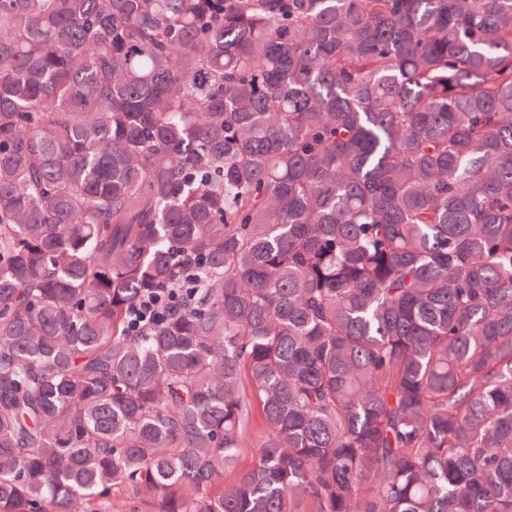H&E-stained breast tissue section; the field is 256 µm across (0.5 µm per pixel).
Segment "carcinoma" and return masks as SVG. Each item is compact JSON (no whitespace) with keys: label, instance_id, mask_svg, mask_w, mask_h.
<instances>
[{"label":"carcinoma","instance_id":"cac0c4a2","mask_svg":"<svg viewBox=\"0 0 512 512\" xmlns=\"http://www.w3.org/2000/svg\"><path fill=\"white\" fill-rule=\"evenodd\" d=\"M142 494L512 512V0H0V512ZM162 296L160 294H149L143 297L130 311L131 322L136 328L141 324L150 321L162 310Z\"/></svg>","mask_w":512,"mask_h":512}]
</instances>
